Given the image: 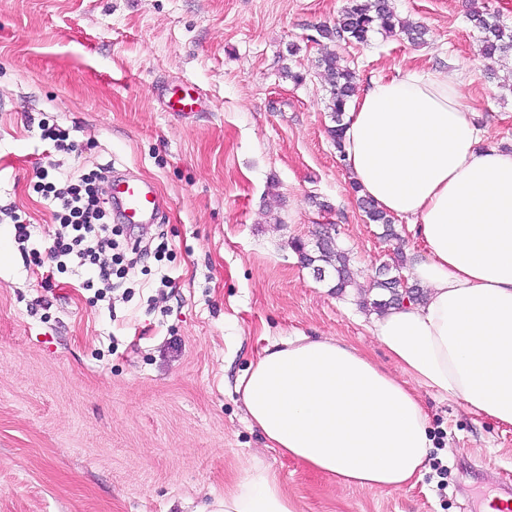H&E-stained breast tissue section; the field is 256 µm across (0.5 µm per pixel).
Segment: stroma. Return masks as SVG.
<instances>
[{"label":"stroma","mask_w":512,"mask_h":512,"mask_svg":"<svg viewBox=\"0 0 512 512\" xmlns=\"http://www.w3.org/2000/svg\"><path fill=\"white\" fill-rule=\"evenodd\" d=\"M347 0H0V205L25 212L19 247L0 223V512H215L252 465L295 512H481L512 486V427L420 390L432 449L415 485L344 487L269 448L237 379L274 340L337 336L394 376L362 306L378 268L421 246L406 220L380 238L330 140L314 38ZM425 41L337 42L360 82L414 68L462 83L489 144L512 147V53L490 64L466 0H393ZM305 74L296 86L284 68ZM198 112L167 111L172 87ZM69 129L54 150L31 118ZM104 167L153 181L159 223L123 231L148 251L87 287L57 265V225L34 184ZM277 184L279 205L268 206ZM350 257L332 293L291 241L321 225Z\"/></svg>","instance_id":"obj_1"}]
</instances>
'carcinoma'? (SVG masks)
Instances as JSON below:
<instances>
[{"label": "carcinoma", "mask_w": 512, "mask_h": 512, "mask_svg": "<svg viewBox=\"0 0 512 512\" xmlns=\"http://www.w3.org/2000/svg\"><path fill=\"white\" fill-rule=\"evenodd\" d=\"M468 19L473 28L481 34L484 58L492 60L512 50V28L500 24L488 6L480 8L476 3H471ZM379 31L401 35L413 44L422 42L426 34L423 26L400 18L391 0H348L336 19V24L332 27L324 25L318 28V35L329 42L344 40L364 45L370 41L373 33ZM317 68L320 74L327 77L326 107L333 122V126L328 128V133L339 155L342 156L344 116L348 102L358 92L357 75L326 45L321 48ZM358 203L368 223L381 226V238L388 241L399 238L390 215L380 210L367 197L358 198ZM291 246L301 264L318 270L334 281L333 288L336 293L341 295L351 287L348 275L349 255L338 246L333 237L326 235L319 238L312 250L300 240L291 242ZM372 288L379 290V298L370 300L369 305L380 313L399 304L404 294L403 285L385 266L379 268L378 277Z\"/></svg>", "instance_id": "1"}]
</instances>
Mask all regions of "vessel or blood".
I'll return each mask as SVG.
<instances>
[{
	"label": "vessel or blood",
	"mask_w": 512,
	"mask_h": 512,
	"mask_svg": "<svg viewBox=\"0 0 512 512\" xmlns=\"http://www.w3.org/2000/svg\"><path fill=\"white\" fill-rule=\"evenodd\" d=\"M201 99L181 88L168 92L167 106L173 112H195ZM112 208L120 223L154 224L162 211L163 201L154 182L116 179L111 187Z\"/></svg>",
	"instance_id": "b4317fda"
}]
</instances>
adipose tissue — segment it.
I'll list each match as a JSON object with an SVG mask.
<instances>
[{
    "mask_svg": "<svg viewBox=\"0 0 512 512\" xmlns=\"http://www.w3.org/2000/svg\"><path fill=\"white\" fill-rule=\"evenodd\" d=\"M343 149L360 194L425 246L411 269L424 300L372 319L407 378L342 339L296 334L263 349L238 389L268 447L342 486L398 490L421 477L432 447L417 389L512 426V150L485 146L460 81L414 70L368 80ZM220 512L294 507L256 466Z\"/></svg>",
    "mask_w": 512,
    "mask_h": 512,
    "instance_id": "1",
    "label": "adipose tissue"
}]
</instances>
